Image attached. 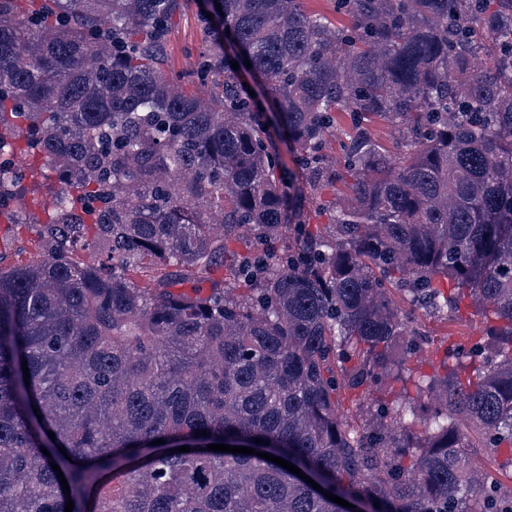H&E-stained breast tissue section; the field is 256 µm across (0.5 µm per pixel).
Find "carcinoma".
Returning <instances> with one entry per match:
<instances>
[{
	"label": "carcinoma",
	"mask_w": 512,
	"mask_h": 512,
	"mask_svg": "<svg viewBox=\"0 0 512 512\" xmlns=\"http://www.w3.org/2000/svg\"><path fill=\"white\" fill-rule=\"evenodd\" d=\"M17 2L0 0V200L38 176L52 202L40 222L5 211L44 255L0 265V512H345L210 444L368 512H512L469 457L512 474V9L336 0L346 26L302 0H207L208 88L184 94L159 57L184 0ZM327 178L330 239L306 194ZM147 257H220L224 279L142 288ZM426 308L484 335L435 347Z\"/></svg>",
	"instance_id": "1"
}]
</instances>
